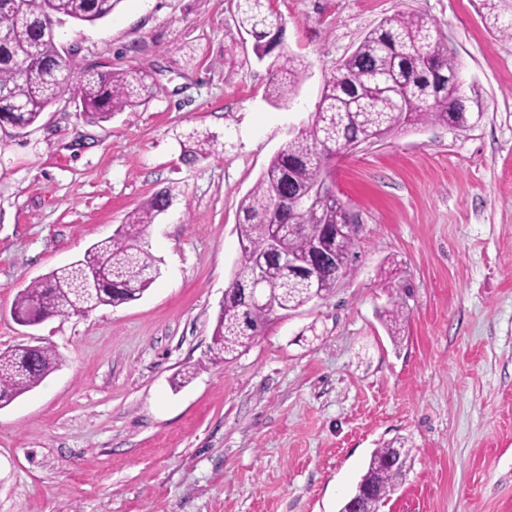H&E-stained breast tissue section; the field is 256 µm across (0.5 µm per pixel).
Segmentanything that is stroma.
Segmentation results:
<instances>
[{"mask_svg": "<svg viewBox=\"0 0 512 512\" xmlns=\"http://www.w3.org/2000/svg\"><path fill=\"white\" fill-rule=\"evenodd\" d=\"M237 3L117 0L106 20L64 23L77 68L138 67L151 96L92 123L71 85L34 125L0 129V351L59 356L0 409V512H338L372 450L399 439L412 461L379 512H512V36L483 24L480 0H276L305 71L275 105L252 36L229 34ZM413 13L459 65L467 126L404 128L337 162L350 273L214 361L241 198L364 36ZM194 129L216 141L188 162ZM166 188L139 300L12 319L21 289ZM397 301L410 318L394 340L382 318Z\"/></svg>", "mask_w": 512, "mask_h": 512, "instance_id": "1", "label": "stroma"}]
</instances>
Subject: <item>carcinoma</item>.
Returning <instances> with one entry per match:
<instances>
[{
	"label": "carcinoma",
	"instance_id": "carcinoma-1",
	"mask_svg": "<svg viewBox=\"0 0 512 512\" xmlns=\"http://www.w3.org/2000/svg\"><path fill=\"white\" fill-rule=\"evenodd\" d=\"M114 0H0V31L8 32L26 17L25 43L0 39V127L31 126L59 97L64 85L75 81L83 116L90 122L109 119L136 106L148 92L149 75L127 67L99 71L75 70L56 43L42 38L41 24L57 20L94 23L112 15ZM494 0H488L484 20L499 33L512 32L501 21ZM280 17L268 11L265 0H238L236 30L256 36L254 51L262 60L271 53L264 32L276 27ZM272 79L266 88L276 103L288 101L304 72L301 60L279 52L271 62ZM459 74V65L448 53V44L437 27L420 14H396L384 19L345 58L337 73L326 81L310 127L288 142L270 160L253 188L239 203L237 226L242 263L235 275L252 271V258L268 248L272 225L278 226L283 252L301 261L314 254V227L323 226V249L334 265L319 280V293L333 291L336 273L350 272L354 237L336 232L345 223V204L336 197L301 209L285 200L309 192L324 182L331 163L347 157L356 143L372 135L380 141L396 130L424 123L464 121L468 98L458 85H430V72ZM215 136L194 132L188 142L194 149L183 158L206 155ZM171 190L156 192L132 210L127 223L112 236L96 242L81 258L52 270L45 280L21 290L12 311L23 318H69L80 315L81 294L92 277L102 280L93 308L116 307L140 299L156 279L158 265L139 238L164 212ZM263 279L269 285L271 304L245 307L235 298L224 301L212 334L214 357L226 361L248 349L263 336L268 323L281 311L295 310L308 300L307 282L291 275L281 262L270 260ZM394 336L407 320L403 307L384 311ZM58 365L55 351L40 346L32 351L22 345L0 352V407L38 386ZM410 450L400 443L383 444L371 452L366 472L339 512H378L403 477Z\"/></svg>",
	"mask_w": 512,
	"mask_h": 512
}]
</instances>
